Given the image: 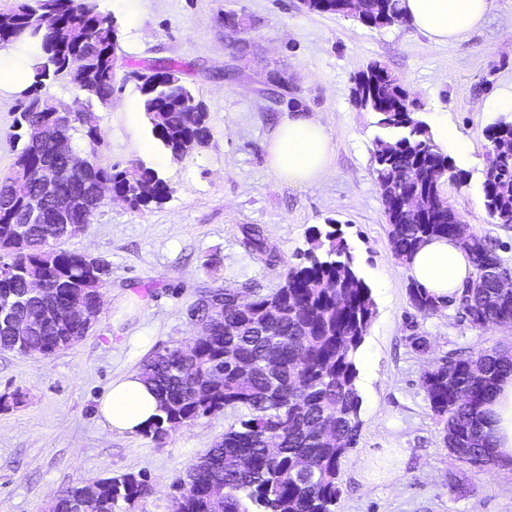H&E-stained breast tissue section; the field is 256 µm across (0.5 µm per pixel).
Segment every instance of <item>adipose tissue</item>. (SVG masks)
I'll use <instances>...</instances> for the list:
<instances>
[{"instance_id":"1","label":"adipose tissue","mask_w":512,"mask_h":512,"mask_svg":"<svg viewBox=\"0 0 512 512\" xmlns=\"http://www.w3.org/2000/svg\"><path fill=\"white\" fill-rule=\"evenodd\" d=\"M409 23L434 43L448 45L481 27L489 0H400ZM331 139L319 118L294 109L286 111L268 145V164L280 178L295 184L322 179L329 166ZM412 279L439 302L461 291L474 277L468 252L453 238H436L414 254L409 265ZM160 413L159 400L132 372L113 381L99 399L100 423L112 431L135 434ZM493 452L502 463H512V375L498 385L490 405Z\"/></svg>"}]
</instances>
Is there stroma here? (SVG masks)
Instances as JSON below:
<instances>
[{
	"instance_id": "35a3bbf8",
	"label": "stroma",
	"mask_w": 512,
	"mask_h": 512,
	"mask_svg": "<svg viewBox=\"0 0 512 512\" xmlns=\"http://www.w3.org/2000/svg\"><path fill=\"white\" fill-rule=\"evenodd\" d=\"M118 27L114 92L88 101L66 77L46 80L42 96L91 112L104 167L142 163L170 188L163 203L101 207L63 249L105 259L104 304L87 334L51 356L0 351V512H45L63 488L84 480L143 473L152 494L130 512H170L173 484L224 436L221 413L181 426L157 443L102 426L98 399L112 381L141 368L156 349L188 343L187 316L204 289L251 286L269 292L307 247L310 227L345 233L376 313L357 367L362 427L340 465L336 512H512V468L470 467L443 443L442 425L421 387L443 356L512 346V327L472 328L455 307L430 316L408 302L411 278L393 256L374 174V140L384 131L353 102L352 79L377 61L419 101L429 129L439 116L459 142L448 154L463 174L445 197L468 231L487 236L512 267V225L484 206L490 142L501 115L492 101L512 96V0H490L481 28L438 45L404 24L371 28L346 16L309 11L300 0H95ZM172 62L207 110L205 147L173 159L140 108L136 74ZM280 72L284 82L269 81ZM25 88L0 89V173L14 160L10 138ZM326 124L332 163L314 185H293L267 167V145L286 110ZM259 224L281 261L267 265L242 243ZM424 337L426 350L412 337ZM464 483L465 492L448 484Z\"/></svg>"
}]
</instances>
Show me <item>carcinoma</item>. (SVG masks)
Instances as JSON below:
<instances>
[{"instance_id": "cac0c4a2", "label": "carcinoma", "mask_w": 512, "mask_h": 512, "mask_svg": "<svg viewBox=\"0 0 512 512\" xmlns=\"http://www.w3.org/2000/svg\"><path fill=\"white\" fill-rule=\"evenodd\" d=\"M355 6L364 24L384 28L407 23L400 0H311L309 10L347 15ZM28 38L40 48L31 64L32 87L68 75L90 98L104 104L114 91L116 30L96 11L93 0H15L0 13V44ZM143 112L156 139L175 159L207 144V112L172 65L137 75ZM353 100L378 116L388 136L374 142V173L386 202L388 238L395 259L406 265L424 242L456 237L460 214L444 196L446 182H458L451 158L417 118L398 78L377 62L354 77ZM62 104L33 96L21 105L13 140L23 141L10 171L0 177V253L19 273L0 278V302L16 300L12 314L49 309L51 322L35 323L22 339L0 329V349L19 355L48 356L75 345L88 332L71 309L101 302L109 264L71 252L60 243L73 237L67 224L85 225L104 205L103 191L126 197L134 208L161 204L169 195L157 172L141 163L123 170L89 160L72 172L61 192L74 204L60 207L43 195L36 172L64 167L67 158L44 123ZM196 110L194 119L188 111ZM512 135V120L500 117L487 128L493 142ZM434 197L432 210L419 215L413 195ZM43 200V221L30 217V201ZM484 203L498 224H512V161L489 154ZM243 244L272 265L263 228H243ZM309 247L287 267L269 293L253 288L205 291L190 306L210 335L189 349L164 346L142 365L144 381L160 399L161 415L144 430L161 443L170 431L201 417L230 410L234 420L224 438L179 479L175 512H336L340 463L356 447L362 421L357 360L375 315L371 291L359 275L347 240L336 225L308 230ZM471 255L478 288H464L453 304L474 328L512 325V288L499 287L507 270L489 239L476 233L462 242ZM43 288L39 299L20 303L30 285ZM412 308L424 316L440 304L413 282ZM512 374V354L496 347L440 358L422 377L429 407L443 423L445 447L458 461L479 468L493 462L486 419L500 378ZM147 477L127 473L93 482L78 481L61 491L49 512H116L148 497Z\"/></svg>"}]
</instances>
